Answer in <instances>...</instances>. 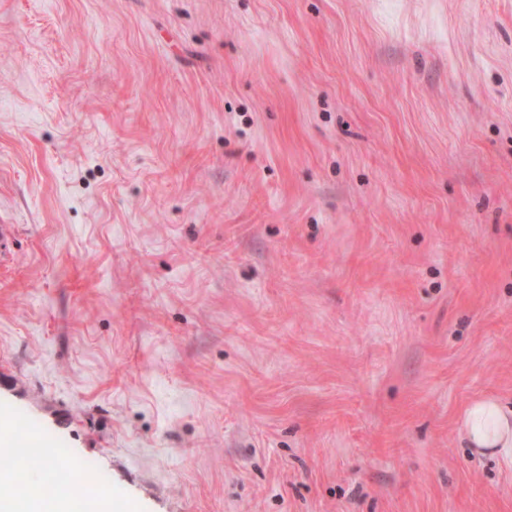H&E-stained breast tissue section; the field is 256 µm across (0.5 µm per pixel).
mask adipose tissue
Wrapping results in <instances>:
<instances>
[{
  "mask_svg": "<svg viewBox=\"0 0 512 512\" xmlns=\"http://www.w3.org/2000/svg\"><path fill=\"white\" fill-rule=\"evenodd\" d=\"M461 435L468 447L479 452L511 456L512 410L492 399L476 401L464 413Z\"/></svg>",
  "mask_w": 512,
  "mask_h": 512,
  "instance_id": "1",
  "label": "adipose tissue"
}]
</instances>
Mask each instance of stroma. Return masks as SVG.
Returning <instances> with one entry per match:
<instances>
[{
    "mask_svg": "<svg viewBox=\"0 0 512 512\" xmlns=\"http://www.w3.org/2000/svg\"><path fill=\"white\" fill-rule=\"evenodd\" d=\"M0 222L75 512H512V0H0ZM460 432L469 448L503 457L512 455V410H505L494 399L472 403L464 413Z\"/></svg>",
    "mask_w": 512,
    "mask_h": 512,
    "instance_id": "stroma-1",
    "label": "stroma"
}]
</instances>
